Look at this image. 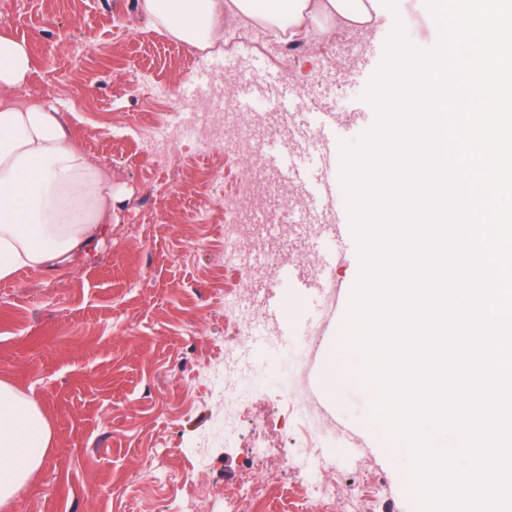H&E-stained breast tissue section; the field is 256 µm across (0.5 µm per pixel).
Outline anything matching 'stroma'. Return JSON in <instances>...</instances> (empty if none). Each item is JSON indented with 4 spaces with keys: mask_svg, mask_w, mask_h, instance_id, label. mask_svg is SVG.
Masks as SVG:
<instances>
[{
    "mask_svg": "<svg viewBox=\"0 0 512 512\" xmlns=\"http://www.w3.org/2000/svg\"><path fill=\"white\" fill-rule=\"evenodd\" d=\"M116 15L132 38L117 35ZM398 22L413 46L437 43L426 0H386L378 26L337 29L290 58L272 35L233 24L223 54L202 68L191 45L144 17L138 0H24L0 19V35L26 42L32 54L26 80L0 89V98L58 110L112 181V212L96 250L52 273L22 270L0 280V379L34 396L55 433L11 512H183L177 487L185 482L203 491L195 512H224V492L248 472L253 449L289 440L335 485L337 507L355 487L356 512H417L403 463L371 423L373 402L362 386L318 402L304 394L301 375H289L283 353L226 324L236 311L224 291L249 286L253 270L224 260V202L258 219L271 205L239 191L246 157L204 152L188 140L156 158L146 136L169 126L180 95L204 69L230 60L237 73L272 74V87L288 89L292 111L306 123L335 113L332 146L341 152L376 122L365 93ZM77 43L94 45V54L74 61ZM213 173L222 175L224 194L204 205ZM288 204L290 223L270 231L288 234L298 250L280 258L265 299L292 302L291 318L302 324L321 300L307 284L329 243L309 196ZM235 343L257 374L242 405L228 407L224 348ZM336 417L366 435L368 452L351 459L337 447L329 430ZM309 419L326 427L324 439L308 440ZM152 466L161 479H143Z\"/></svg>",
    "mask_w": 512,
    "mask_h": 512,
    "instance_id": "obj_1",
    "label": "stroma"
}]
</instances>
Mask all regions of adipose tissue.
I'll list each match as a JSON object with an SVG mask.
<instances>
[{
    "instance_id": "obj_1",
    "label": "adipose tissue",
    "mask_w": 512,
    "mask_h": 512,
    "mask_svg": "<svg viewBox=\"0 0 512 512\" xmlns=\"http://www.w3.org/2000/svg\"><path fill=\"white\" fill-rule=\"evenodd\" d=\"M384 0H139L140 11L198 47L224 38L245 18L267 33L292 35L337 25L366 29ZM32 66L26 43L0 36V88L22 83ZM112 209V185L70 136L58 112L0 99V279L21 269L55 271L85 255ZM53 443L42 405L0 379V512L40 470Z\"/></svg>"
}]
</instances>
